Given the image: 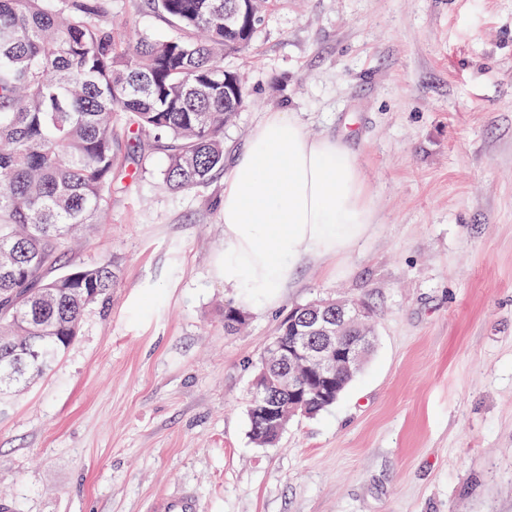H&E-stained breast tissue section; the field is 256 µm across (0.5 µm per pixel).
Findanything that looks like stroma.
<instances>
[{
  "label": "stroma",
  "mask_w": 512,
  "mask_h": 512,
  "mask_svg": "<svg viewBox=\"0 0 512 512\" xmlns=\"http://www.w3.org/2000/svg\"><path fill=\"white\" fill-rule=\"evenodd\" d=\"M130 36L171 34L112 0ZM248 103L232 165L267 112L343 136L378 222L301 266L272 308L224 330L223 177L166 187L167 152L120 145L104 224L74 253L117 263L51 372L0 400L7 512H512V0H279L225 58ZM368 305L376 345L337 402L261 447L246 413L280 321ZM156 509V512H196L197 502L192 493L183 492L162 499Z\"/></svg>",
  "instance_id": "1"
}]
</instances>
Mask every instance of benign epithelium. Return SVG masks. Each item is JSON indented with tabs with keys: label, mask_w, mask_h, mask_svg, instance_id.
<instances>
[{
	"label": "benign epithelium",
	"mask_w": 512,
	"mask_h": 512,
	"mask_svg": "<svg viewBox=\"0 0 512 512\" xmlns=\"http://www.w3.org/2000/svg\"><path fill=\"white\" fill-rule=\"evenodd\" d=\"M366 305L350 300H323L295 308L286 320L293 333L286 344L276 340L266 351L276 357L282 369L273 377H264L253 390V411L279 424L285 413L306 415L314 401H330L336 396L338 371L357 370L374 338L355 335L346 338L356 322H368ZM314 365L315 399H308L298 386L299 371Z\"/></svg>",
	"instance_id": "7a95c632"
}]
</instances>
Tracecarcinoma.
<instances>
[{"instance_id":"1","label":"carcinoma","mask_w":512,"mask_h":512,"mask_svg":"<svg viewBox=\"0 0 512 512\" xmlns=\"http://www.w3.org/2000/svg\"><path fill=\"white\" fill-rule=\"evenodd\" d=\"M112 0H0V395L46 374L84 312L112 294L109 261L59 270L76 235L107 204L116 128L131 145L168 141L175 191L224 171V127L248 92L224 56L248 49L276 0H145L176 35L135 40L106 23ZM236 25L224 28V9ZM247 316L224 305V327ZM38 336L36 361L23 343ZM260 445L279 435L249 417Z\"/></svg>"}]
</instances>
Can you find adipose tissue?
Here are the masks:
<instances>
[{
    "label": "adipose tissue",
    "mask_w": 512,
    "mask_h": 512,
    "mask_svg": "<svg viewBox=\"0 0 512 512\" xmlns=\"http://www.w3.org/2000/svg\"><path fill=\"white\" fill-rule=\"evenodd\" d=\"M224 285L274 303L305 260L353 248L377 215L345 139L310 137L284 112L254 129L224 181Z\"/></svg>",
    "instance_id": "1"
}]
</instances>
